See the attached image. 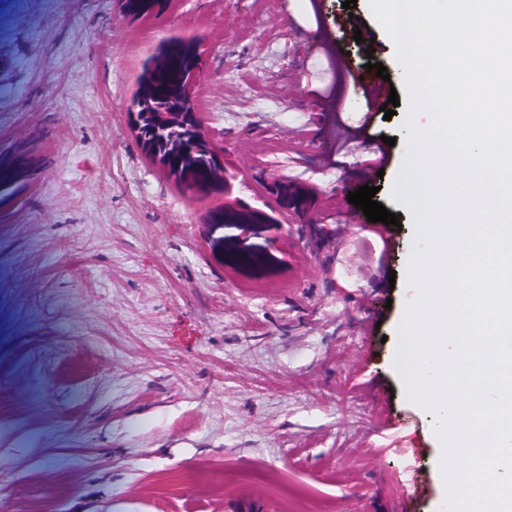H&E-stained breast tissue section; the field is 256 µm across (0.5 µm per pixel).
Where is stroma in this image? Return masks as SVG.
I'll return each instance as SVG.
<instances>
[{
	"label": "stroma",
	"mask_w": 512,
	"mask_h": 512,
	"mask_svg": "<svg viewBox=\"0 0 512 512\" xmlns=\"http://www.w3.org/2000/svg\"><path fill=\"white\" fill-rule=\"evenodd\" d=\"M343 0H0V151L34 170L0 209V512H440L433 415L405 396L397 327L415 227L393 202L404 107L384 174L367 146L326 158L335 113L325 25ZM201 55L191 100L235 197L310 208L270 241L211 225L142 151L130 107L169 40ZM399 218L384 263L349 192ZM265 252L261 270L231 257ZM377 320L367 328V320Z\"/></svg>",
	"instance_id": "stroma-1"
}]
</instances>
